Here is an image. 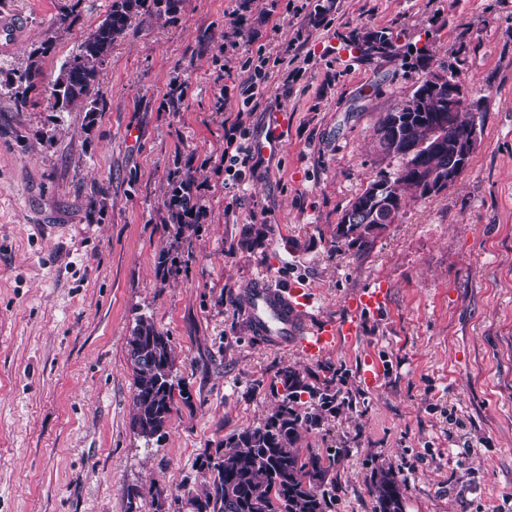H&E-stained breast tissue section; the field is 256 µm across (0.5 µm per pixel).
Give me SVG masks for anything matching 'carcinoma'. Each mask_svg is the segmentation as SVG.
<instances>
[{"label":"carcinoma","mask_w":512,"mask_h":512,"mask_svg":"<svg viewBox=\"0 0 512 512\" xmlns=\"http://www.w3.org/2000/svg\"><path fill=\"white\" fill-rule=\"evenodd\" d=\"M180 0H112L104 19L83 41L79 51L60 67L47 92L53 106L61 109L78 107L85 112L98 111L96 85L112 44L126 34L131 19L151 8L172 12ZM52 46L48 42L31 54L27 69L15 79L13 103L23 111L28 94L38 88L41 76L39 55ZM424 79L412 97L401 106L380 117L376 134L378 146L387 156L398 158L392 172L381 171L371 183L385 181L390 195L389 223H395L411 199L424 196L422 181L432 173L448 169V142L474 123L473 116L458 106L447 116L435 111L433 98L420 90L428 85ZM399 122L398 131L404 150H416L419 166L404 165V155L388 145L387 125ZM189 177L174 184L169 207L176 221L175 237L192 225L183 223L191 216L194 205L188 192ZM373 220L364 215L336 229V246L364 250L377 235L371 233ZM128 356L134 377L132 401L135 409L133 429L149 442L161 438L174 408V390L179 385L173 376L174 360L170 336L146 321L140 322L127 340ZM283 393L272 412L261 424L236 431L224 439L223 451L206 452L199 468L210 473L212 486L206 499L196 504V512H330L336 500V484L327 481L336 462L331 449L326 453L300 452L298 442L303 431L319 425L320 412L336 408L340 391L325 386L312 387L299 371L286 367L281 372ZM314 403L305 405L303 393ZM370 491L374 512H403L401 485L390 470L371 476Z\"/></svg>","instance_id":"1"}]
</instances>
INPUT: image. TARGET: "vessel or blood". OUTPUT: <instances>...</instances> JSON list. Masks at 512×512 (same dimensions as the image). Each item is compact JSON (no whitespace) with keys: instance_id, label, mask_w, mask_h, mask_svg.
I'll list each match as a JSON object with an SVG mask.
<instances>
[{"instance_id":"b4317fda","label":"vessel or blood","mask_w":512,"mask_h":512,"mask_svg":"<svg viewBox=\"0 0 512 512\" xmlns=\"http://www.w3.org/2000/svg\"><path fill=\"white\" fill-rule=\"evenodd\" d=\"M388 291L372 286L348 303L346 317L306 329L302 317L315 303V298L300 279L277 285L272 277L256 281L246 293V306L255 335L280 347H296L309 356L329 351L337 340H356L361 331L362 316L383 310Z\"/></svg>"}]
</instances>
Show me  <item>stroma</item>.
I'll use <instances>...</instances> for the list:
<instances>
[{"label":"stroma","instance_id":"35a3bbf8","mask_svg":"<svg viewBox=\"0 0 512 512\" xmlns=\"http://www.w3.org/2000/svg\"><path fill=\"white\" fill-rule=\"evenodd\" d=\"M110 3L0 0L22 21L0 31V72L24 71L49 38L53 80ZM380 30L394 52L349 51ZM414 45L428 70L407 56ZM260 51L288 65L244 113L241 65ZM429 70L484 100L468 168L372 246L335 248L349 202L398 165L373 145L379 114ZM11 95L0 85V512H194L199 457L261 422L287 366L350 399L299 444L336 451L332 512H374L381 469L400 480L404 512H512V0H181L113 44L98 112L36 92L18 112ZM235 117L248 145L276 120L283 139L231 195ZM177 173L192 175L199 214L181 237L166 205ZM165 252L180 265L164 277ZM277 258L316 298L307 325L345 317L378 281L388 304L323 356L270 345L244 298ZM142 318L171 337L181 382L157 443L131 426L127 338ZM367 357L383 369L375 387L360 376Z\"/></svg>","mask_w":512,"mask_h":512}]
</instances>
